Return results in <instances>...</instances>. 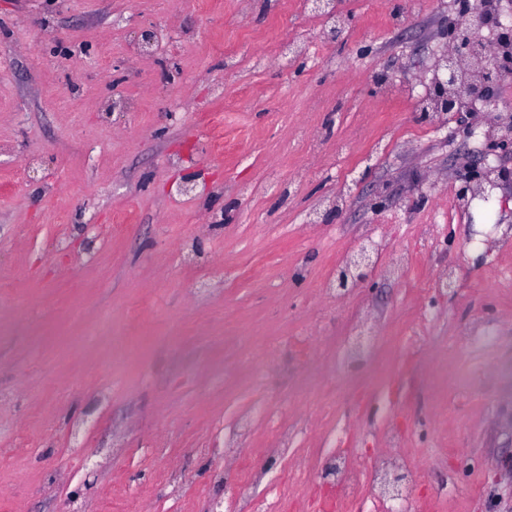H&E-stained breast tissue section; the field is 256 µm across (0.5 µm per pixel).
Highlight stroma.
<instances>
[{"mask_svg": "<svg viewBox=\"0 0 512 512\" xmlns=\"http://www.w3.org/2000/svg\"><path fill=\"white\" fill-rule=\"evenodd\" d=\"M457 7L0 0V512H319L390 447L407 512H512V76L425 111ZM373 264L371 250L360 245L350 256L347 264L336 274V294H345L365 281Z\"/></svg>", "mask_w": 512, "mask_h": 512, "instance_id": "35a3bbf8", "label": "stroma"}]
</instances>
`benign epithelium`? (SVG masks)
<instances>
[{"mask_svg":"<svg viewBox=\"0 0 512 512\" xmlns=\"http://www.w3.org/2000/svg\"><path fill=\"white\" fill-rule=\"evenodd\" d=\"M488 25V14L484 0H475L458 13L453 27L454 50L444 52L435 65V74L426 87V100L435 112H456L464 98H477L486 105L495 104L494 77L489 67H484L476 77L470 79L462 66L471 60H481L484 45L474 35ZM373 264L371 250L359 246L347 264L336 274V293L345 294L369 276Z\"/></svg>","mask_w":512,"mask_h":512,"instance_id":"obj_1","label":"benign epithelium"}]
</instances>
